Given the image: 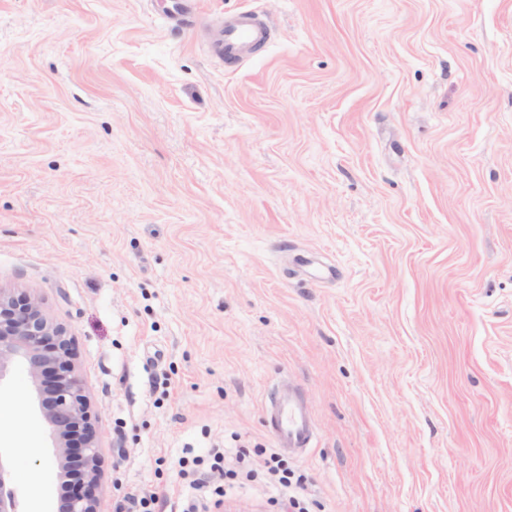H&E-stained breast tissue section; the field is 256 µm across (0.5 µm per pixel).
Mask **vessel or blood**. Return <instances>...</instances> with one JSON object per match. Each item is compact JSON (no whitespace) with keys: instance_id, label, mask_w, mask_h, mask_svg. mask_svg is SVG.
I'll list each match as a JSON object with an SVG mask.
<instances>
[{"instance_id":"1","label":"vessel or blood","mask_w":512,"mask_h":512,"mask_svg":"<svg viewBox=\"0 0 512 512\" xmlns=\"http://www.w3.org/2000/svg\"><path fill=\"white\" fill-rule=\"evenodd\" d=\"M267 39L268 29L259 15L241 11L225 17L212 52L221 62L239 65ZM266 420L279 448L302 453L312 447L315 431L311 409L291 385L277 386L266 408Z\"/></svg>"}]
</instances>
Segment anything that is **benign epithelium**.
I'll return each mask as SVG.
<instances>
[{
	"instance_id": "1",
	"label": "benign epithelium",
	"mask_w": 512,
	"mask_h": 512,
	"mask_svg": "<svg viewBox=\"0 0 512 512\" xmlns=\"http://www.w3.org/2000/svg\"><path fill=\"white\" fill-rule=\"evenodd\" d=\"M19 364L28 372L49 428L59 477L76 483L60 512H98L101 457L85 383L72 361L71 338L36 298L0 288V381ZM10 479L0 456V512H19Z\"/></svg>"
}]
</instances>
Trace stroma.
Wrapping results in <instances>:
<instances>
[{
    "mask_svg": "<svg viewBox=\"0 0 512 512\" xmlns=\"http://www.w3.org/2000/svg\"><path fill=\"white\" fill-rule=\"evenodd\" d=\"M167 7L0 0V288L72 340L100 512H181L215 448L262 465L284 379L312 512H512V0ZM244 10L271 37L229 68L206 41ZM0 410L20 512H57L23 366ZM266 420L279 448L298 453L312 448L315 431L311 409L290 384L277 386L266 408Z\"/></svg>",
    "mask_w": 512,
    "mask_h": 512,
    "instance_id": "35a3bbf8",
    "label": "stroma"
}]
</instances>
